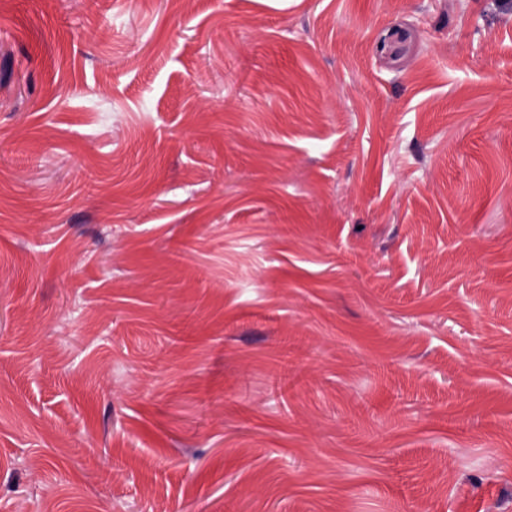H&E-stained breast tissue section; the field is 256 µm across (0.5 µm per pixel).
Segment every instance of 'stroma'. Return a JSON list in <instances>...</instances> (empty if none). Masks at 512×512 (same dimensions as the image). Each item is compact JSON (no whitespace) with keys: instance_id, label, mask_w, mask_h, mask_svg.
<instances>
[{"instance_id":"35a3bbf8","label":"stroma","mask_w":512,"mask_h":512,"mask_svg":"<svg viewBox=\"0 0 512 512\" xmlns=\"http://www.w3.org/2000/svg\"><path fill=\"white\" fill-rule=\"evenodd\" d=\"M0 512H512V0H0Z\"/></svg>"}]
</instances>
